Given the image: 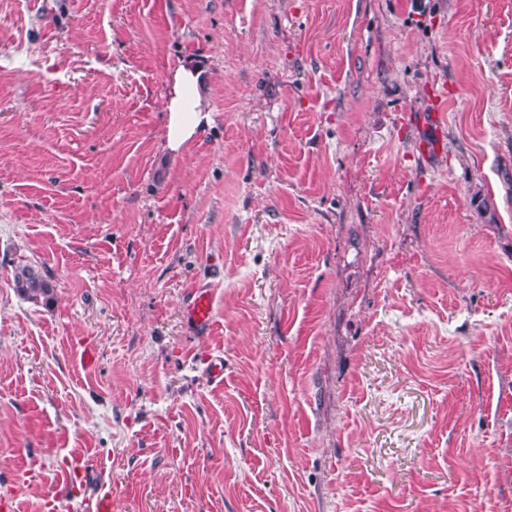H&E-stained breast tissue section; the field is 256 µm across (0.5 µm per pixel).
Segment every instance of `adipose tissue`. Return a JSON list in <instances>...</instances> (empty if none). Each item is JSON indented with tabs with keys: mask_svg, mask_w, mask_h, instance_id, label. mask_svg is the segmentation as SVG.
I'll list each match as a JSON object with an SVG mask.
<instances>
[{
	"mask_svg": "<svg viewBox=\"0 0 512 512\" xmlns=\"http://www.w3.org/2000/svg\"><path fill=\"white\" fill-rule=\"evenodd\" d=\"M168 123L166 145L177 151L196 133L211 114L200 91L197 73L179 67L174 75L172 94L167 103Z\"/></svg>",
	"mask_w": 512,
	"mask_h": 512,
	"instance_id": "obj_1",
	"label": "adipose tissue"
}]
</instances>
